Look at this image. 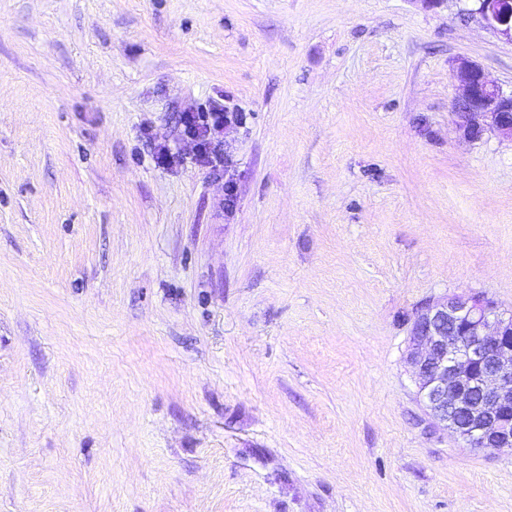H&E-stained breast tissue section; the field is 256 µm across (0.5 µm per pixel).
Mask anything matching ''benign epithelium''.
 <instances>
[{
  "label": "benign epithelium",
  "mask_w": 512,
  "mask_h": 512,
  "mask_svg": "<svg viewBox=\"0 0 512 512\" xmlns=\"http://www.w3.org/2000/svg\"><path fill=\"white\" fill-rule=\"evenodd\" d=\"M472 2L471 12L512 44V0ZM454 69L462 92L452 107L464 134L512 141V91L466 58ZM407 361L427 414L463 447H512V314L480 296L429 301L413 318Z\"/></svg>",
  "instance_id": "obj_1"
}]
</instances>
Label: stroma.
<instances>
[{
	"label": "stroma",
	"mask_w": 512,
	"mask_h": 512,
	"mask_svg": "<svg viewBox=\"0 0 512 512\" xmlns=\"http://www.w3.org/2000/svg\"><path fill=\"white\" fill-rule=\"evenodd\" d=\"M459 58L512 88L464 0H0V512H512L406 362L429 300L512 310ZM226 112H228L226 110ZM224 106L214 105L209 109L191 106L181 114L183 136L193 141L195 157L198 162L208 165L213 170L224 168L227 158L222 152L224 127L239 124L235 119H227L224 124Z\"/></svg>",
	"instance_id": "stroma-1"
}]
</instances>
